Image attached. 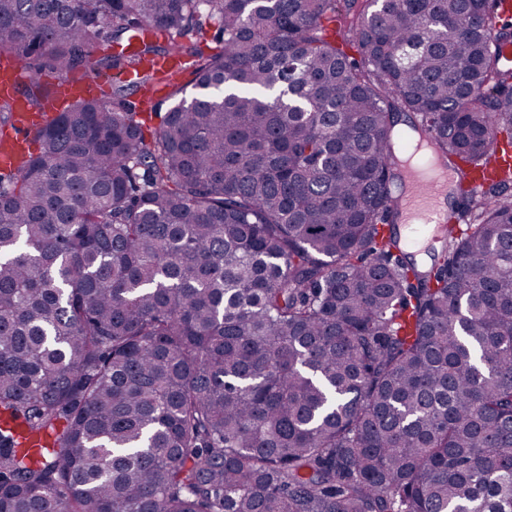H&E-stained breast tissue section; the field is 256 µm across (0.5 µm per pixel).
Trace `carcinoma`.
<instances>
[{
	"label": "carcinoma",
	"mask_w": 512,
	"mask_h": 512,
	"mask_svg": "<svg viewBox=\"0 0 512 512\" xmlns=\"http://www.w3.org/2000/svg\"><path fill=\"white\" fill-rule=\"evenodd\" d=\"M495 2L0 0L30 110L126 76L0 172V512H512V172L465 187L512 136ZM207 20L195 92L143 68ZM403 116L466 224L425 271Z\"/></svg>",
	"instance_id": "1"
}]
</instances>
